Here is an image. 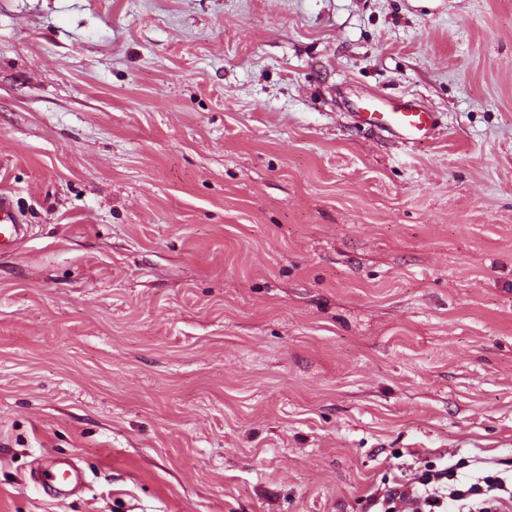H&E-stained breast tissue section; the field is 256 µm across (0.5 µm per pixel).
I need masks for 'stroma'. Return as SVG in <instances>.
<instances>
[{"mask_svg": "<svg viewBox=\"0 0 512 512\" xmlns=\"http://www.w3.org/2000/svg\"><path fill=\"white\" fill-rule=\"evenodd\" d=\"M0 193V512L512 469V0H0ZM376 100L377 105L372 112H357L363 122L412 144H422L434 137L435 125L431 112H424L415 101ZM24 238L25 229L11 199L0 195V248H11ZM39 483L46 488H75L81 483V476L69 464L54 465L44 473Z\"/></svg>", "mask_w": 512, "mask_h": 512, "instance_id": "stroma-1", "label": "stroma"}]
</instances>
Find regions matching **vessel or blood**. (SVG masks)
<instances>
[{
    "label": "vessel or blood",
    "mask_w": 512,
    "mask_h": 512,
    "mask_svg": "<svg viewBox=\"0 0 512 512\" xmlns=\"http://www.w3.org/2000/svg\"><path fill=\"white\" fill-rule=\"evenodd\" d=\"M363 122L388 131L399 139L421 144L435 135V125L431 113L423 111L412 100L378 101L372 111L361 113ZM25 237V229L11 199L0 195V248L15 246ZM81 476L70 465H54L47 470L41 480L43 487L58 489L77 487Z\"/></svg>",
    "instance_id": "b4317fda"
}]
</instances>
